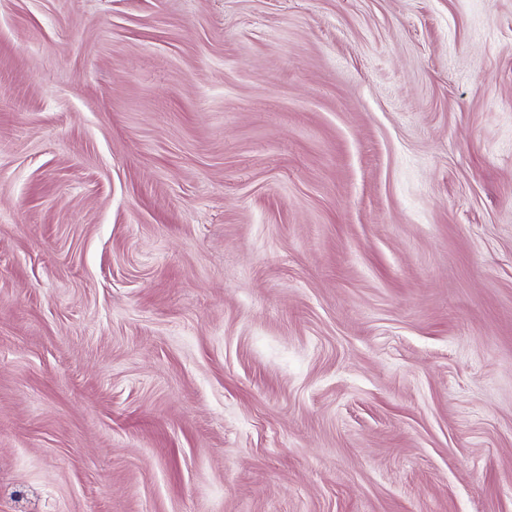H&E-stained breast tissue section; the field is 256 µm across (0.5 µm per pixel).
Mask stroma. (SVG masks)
Here are the masks:
<instances>
[{"label": "stroma", "mask_w": 512, "mask_h": 512, "mask_svg": "<svg viewBox=\"0 0 512 512\" xmlns=\"http://www.w3.org/2000/svg\"><path fill=\"white\" fill-rule=\"evenodd\" d=\"M0 512H512V0H0Z\"/></svg>", "instance_id": "1"}]
</instances>
